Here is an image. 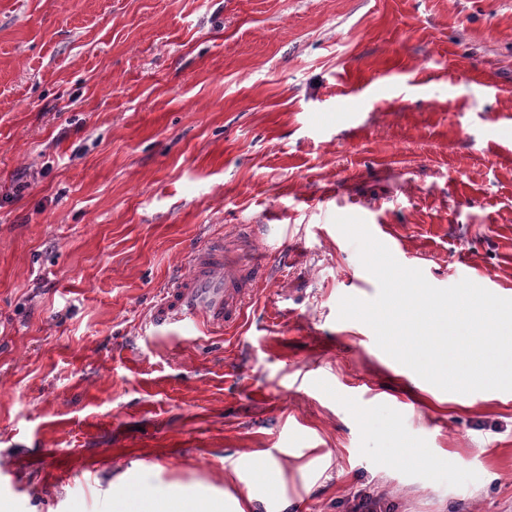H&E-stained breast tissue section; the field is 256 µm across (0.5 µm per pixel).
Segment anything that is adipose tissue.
Here are the masks:
<instances>
[{
    "label": "adipose tissue",
    "mask_w": 512,
    "mask_h": 512,
    "mask_svg": "<svg viewBox=\"0 0 512 512\" xmlns=\"http://www.w3.org/2000/svg\"><path fill=\"white\" fill-rule=\"evenodd\" d=\"M286 468V462L252 450L233 462L234 482L225 489L176 484L163 496L147 484H129L122 473L112 481L113 512H288L291 502L282 480Z\"/></svg>",
    "instance_id": "1"
}]
</instances>
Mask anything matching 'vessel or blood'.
Segmentation results:
<instances>
[{"mask_svg":"<svg viewBox=\"0 0 512 512\" xmlns=\"http://www.w3.org/2000/svg\"><path fill=\"white\" fill-rule=\"evenodd\" d=\"M267 273L261 255L236 258L226 251L223 238H209L191 248L188 271L170 279L155 318L160 323L187 320L208 333L233 325Z\"/></svg>","mask_w":512,"mask_h":512,"instance_id":"b4317fda","label":"vessel or blood"}]
</instances>
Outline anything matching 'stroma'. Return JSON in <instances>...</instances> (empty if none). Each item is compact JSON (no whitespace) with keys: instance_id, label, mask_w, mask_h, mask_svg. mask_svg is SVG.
<instances>
[{"instance_id":"35a3bbf8","label":"stroma","mask_w":512,"mask_h":512,"mask_svg":"<svg viewBox=\"0 0 512 512\" xmlns=\"http://www.w3.org/2000/svg\"><path fill=\"white\" fill-rule=\"evenodd\" d=\"M337 216L512 299V0H0V506L112 512L125 470L220 490L259 449L288 512H512V392L339 319L379 285ZM245 224L271 273L241 321L154 325ZM393 423L447 466L388 461Z\"/></svg>"}]
</instances>
